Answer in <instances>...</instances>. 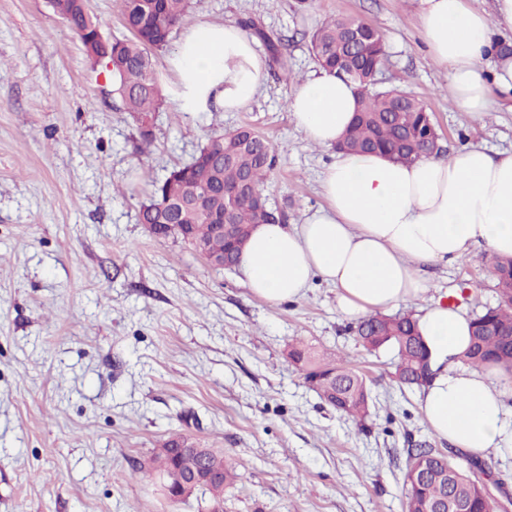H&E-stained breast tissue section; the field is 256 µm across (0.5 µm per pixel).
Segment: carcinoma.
Masks as SVG:
<instances>
[{"label":"carcinoma","mask_w":512,"mask_h":512,"mask_svg":"<svg viewBox=\"0 0 512 512\" xmlns=\"http://www.w3.org/2000/svg\"><path fill=\"white\" fill-rule=\"evenodd\" d=\"M127 34L97 40L99 21L84 12L83 0H71L66 22L72 31L81 30L94 39L95 53L112 56V92L127 111L137 115L157 112L165 100L161 80L149 52L167 46L173 31L180 26L190 0H118ZM311 51L319 67L336 73L357 85L359 109L340 148L355 152H374L398 163L410 164L439 151L438 134L427 109L407 92L392 88L374 89L371 76L379 72L386 56L382 32L352 17L325 21L312 35ZM212 151L206 159L178 167L183 179L151 181L150 203L142 205L139 221L159 224L153 238L163 241L180 238L167 224L179 220L168 202L183 198L192 205L189 232L197 241L213 243V249L236 262L234 240H212V216L224 212L235 225L238 236L251 234L258 224H274L283 216L268 207L264 191L275 154L269 141L249 128L216 132L207 142ZM488 270L496 280L498 303L485 306L471 318V340L462 362L471 367L500 366L512 374V259L493 257ZM356 343L372 353L382 347L395 350L394 373L401 386L424 387L430 377L429 353L411 312L395 316L371 314L356 328ZM288 360L301 372L305 383L336 413L366 426L372 405L366 380L350 361L319 353L302 341L288 344ZM195 445L188 437L165 440L153 458L152 470L182 463L180 442ZM209 467L219 480L200 489L203 502L224 506V487L240 478L236 467L224 453L207 449ZM473 459L466 464L448 461L440 448H416L408 453L403 487L406 512H425L426 505L443 495L467 505V512H493L473 476Z\"/></svg>","instance_id":"cac0c4a2"}]
</instances>
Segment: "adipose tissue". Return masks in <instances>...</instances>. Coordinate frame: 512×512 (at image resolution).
Listing matches in <instances>:
<instances>
[{
    "mask_svg": "<svg viewBox=\"0 0 512 512\" xmlns=\"http://www.w3.org/2000/svg\"><path fill=\"white\" fill-rule=\"evenodd\" d=\"M419 36L447 79L456 111L482 121L491 93L512 94V0H414ZM180 112H237L265 87L267 65L254 39L233 23L186 27L168 59ZM357 108L354 86L322 70L288 99L313 145L335 149ZM324 203L299 224L256 226L239 262L252 292L273 303L303 297L315 281L336 290L339 315L358 321L413 302L428 290L426 265L448 266L482 249L512 256V152L467 145L410 165L378 154L337 152L322 171ZM433 377L421 411L438 438L479 455L502 454L512 376L472 368L468 319L447 298L417 316Z\"/></svg>",
    "mask_w": 512,
    "mask_h": 512,
    "instance_id": "1",
    "label": "adipose tissue"
}]
</instances>
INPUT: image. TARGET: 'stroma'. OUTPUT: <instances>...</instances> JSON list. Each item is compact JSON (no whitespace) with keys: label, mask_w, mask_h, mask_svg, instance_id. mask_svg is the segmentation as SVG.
<instances>
[{"label":"stroma","mask_w":512,"mask_h":512,"mask_svg":"<svg viewBox=\"0 0 512 512\" xmlns=\"http://www.w3.org/2000/svg\"><path fill=\"white\" fill-rule=\"evenodd\" d=\"M334 15L382 31L377 85L425 105L441 156L468 144L512 151V100L482 122L454 111L411 0H191L185 24L252 21L282 56L242 111L182 113L166 100L148 117L145 153L111 77L49 0H0V512H199L198 496L170 501L149 474L173 435L238 464L224 512H405L409 449L444 442L423 421L419 389L396 384L395 351L358 347L332 286L265 301L239 268L213 269L137 220L150 181L241 127L275 148L267 195L286 223L322 204L334 153L298 128L282 72L316 71L310 39ZM427 276L430 296H453L462 314L497 300L482 255ZM296 340L365 375V426L305 385L285 354Z\"/></svg>","instance_id":"1"}]
</instances>
